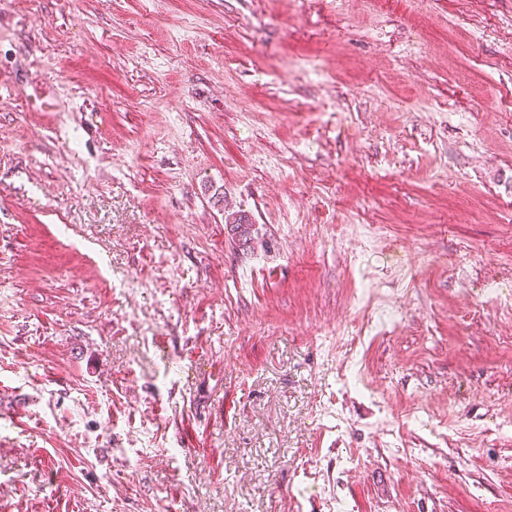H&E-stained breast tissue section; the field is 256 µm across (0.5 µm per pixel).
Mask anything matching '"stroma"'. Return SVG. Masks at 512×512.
<instances>
[{"instance_id":"35a3bbf8","label":"stroma","mask_w":512,"mask_h":512,"mask_svg":"<svg viewBox=\"0 0 512 512\" xmlns=\"http://www.w3.org/2000/svg\"><path fill=\"white\" fill-rule=\"evenodd\" d=\"M173 493L512 512V0H0V512Z\"/></svg>"}]
</instances>
